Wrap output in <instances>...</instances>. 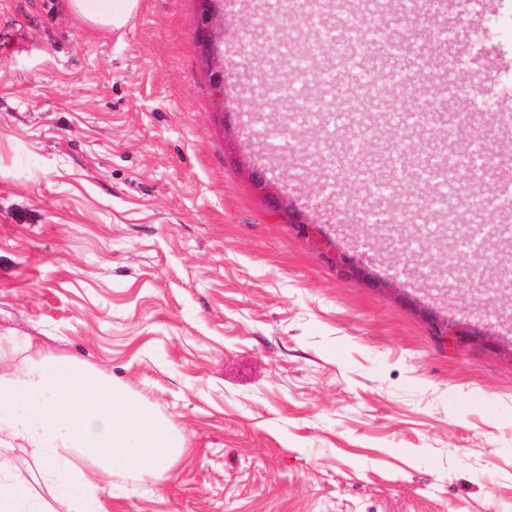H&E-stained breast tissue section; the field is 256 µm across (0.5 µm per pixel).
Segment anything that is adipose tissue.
<instances>
[{
    "instance_id": "obj_1",
    "label": "adipose tissue",
    "mask_w": 512,
    "mask_h": 512,
    "mask_svg": "<svg viewBox=\"0 0 512 512\" xmlns=\"http://www.w3.org/2000/svg\"><path fill=\"white\" fill-rule=\"evenodd\" d=\"M139 0H63L86 30L122 29ZM19 440L67 490L81 512H102L94 496L115 473L163 478L184 448L157 413L99 370L33 353L0 372V443Z\"/></svg>"
}]
</instances>
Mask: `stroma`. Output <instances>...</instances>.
Masks as SVG:
<instances>
[{
    "instance_id": "stroma-1",
    "label": "stroma",
    "mask_w": 512,
    "mask_h": 512,
    "mask_svg": "<svg viewBox=\"0 0 512 512\" xmlns=\"http://www.w3.org/2000/svg\"><path fill=\"white\" fill-rule=\"evenodd\" d=\"M361 14L372 45L335 86L352 109L330 121L283 98L270 122L290 149L271 150L246 115L270 64L257 45L299 41L289 14L260 0L224 5V94L197 43L199 0H142L129 25L84 30L62 0H0V366L40 352L72 358L127 386L186 451L170 478L112 475L106 512H512V297L428 275L411 278L400 236L457 224L512 228V125L477 107L468 74L512 114L493 75L512 71V0H383ZM483 41L471 34L491 15ZM412 74L410 88L364 87L357 72ZM417 99L415 143L494 161L473 202L429 214L422 186L384 199L334 163L367 169L402 158L388 110ZM317 225L319 236L392 283L337 276L288 224L252 171ZM400 226L369 243L367 209ZM484 336L437 342L432 318ZM0 463L52 512L66 507L29 449Z\"/></svg>"
}]
</instances>
